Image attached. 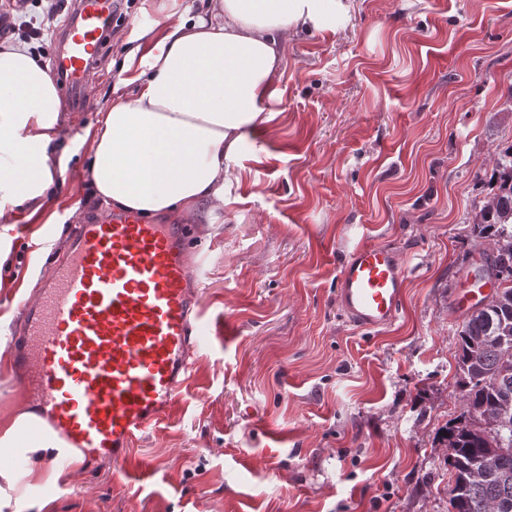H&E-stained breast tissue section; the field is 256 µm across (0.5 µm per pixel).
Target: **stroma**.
Returning <instances> with one entry per match:
<instances>
[{"label": "stroma", "mask_w": 512, "mask_h": 512, "mask_svg": "<svg viewBox=\"0 0 512 512\" xmlns=\"http://www.w3.org/2000/svg\"><path fill=\"white\" fill-rule=\"evenodd\" d=\"M192 0H137L91 77L81 111L61 103L66 160L42 215L0 217L10 254L0 316L18 305L98 214L84 139L112 97L125 36L168 24ZM27 0L8 23L55 22ZM245 142L224 209L165 216L208 255L200 302L230 321L197 356L171 415L133 447L121 480L84 459L53 481L7 486L51 512H448L438 436L459 415L454 296L491 255L473 232L499 151L512 144V0H355L346 26L289 41ZM394 249L407 275L397 320L367 333L342 312L338 276L359 242Z\"/></svg>", "instance_id": "1"}]
</instances>
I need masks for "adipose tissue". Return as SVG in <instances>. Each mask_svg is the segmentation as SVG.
<instances>
[{"label": "adipose tissue", "instance_id": "1", "mask_svg": "<svg viewBox=\"0 0 512 512\" xmlns=\"http://www.w3.org/2000/svg\"><path fill=\"white\" fill-rule=\"evenodd\" d=\"M162 32L143 30L126 52L120 88L88 128L90 178L99 207L158 216L224 208L242 179L238 157L283 74L284 48L301 32L332 31L352 0H201ZM134 94H124L126 86ZM61 112L49 68L0 42V208L49 205L61 169ZM60 444L31 412L0 419V454L22 450L28 475Z\"/></svg>", "mask_w": 512, "mask_h": 512}]
</instances>
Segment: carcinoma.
Returning <instances> with one entry per match:
<instances>
[{"label": "carcinoma", "mask_w": 512, "mask_h": 512, "mask_svg": "<svg viewBox=\"0 0 512 512\" xmlns=\"http://www.w3.org/2000/svg\"><path fill=\"white\" fill-rule=\"evenodd\" d=\"M490 182L473 233L493 241L487 271L502 291L458 332L464 407L442 436L455 491L448 512H512V144L500 150Z\"/></svg>", "instance_id": "carcinoma-1"}]
</instances>
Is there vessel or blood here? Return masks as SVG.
<instances>
[{
  "label": "vessel or blood",
  "mask_w": 512,
  "mask_h": 512,
  "mask_svg": "<svg viewBox=\"0 0 512 512\" xmlns=\"http://www.w3.org/2000/svg\"><path fill=\"white\" fill-rule=\"evenodd\" d=\"M115 0H75L53 55L62 88L82 106L93 62L112 29ZM187 226L112 212L79 224L66 258L33 302L24 336L6 342L20 385L67 448L126 473L130 451L175 406L207 337L195 300L207 276ZM406 276L391 248L357 244L338 278L350 320L377 331L396 321Z\"/></svg>",
  "instance_id": "1"
}]
</instances>
